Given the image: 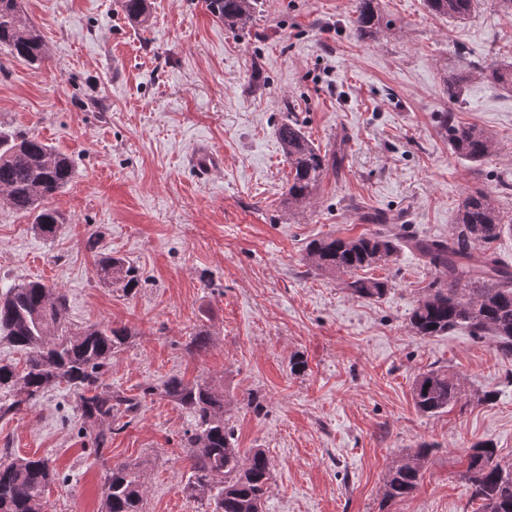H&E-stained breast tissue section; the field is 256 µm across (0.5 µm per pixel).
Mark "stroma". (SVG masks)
<instances>
[{"instance_id": "obj_1", "label": "stroma", "mask_w": 512, "mask_h": 512, "mask_svg": "<svg viewBox=\"0 0 512 512\" xmlns=\"http://www.w3.org/2000/svg\"><path fill=\"white\" fill-rule=\"evenodd\" d=\"M149 3L142 26L119 0H20L47 58L0 50V128L54 146L75 174L51 201L67 219L53 236L0 203V289L56 285L74 333L130 328L103 375L126 395L171 376L223 384L240 448L264 449L271 463L264 512H472L468 448L490 440L512 461V359L465 328L413 333L411 310L438 273L411 250L368 269L389 281L376 301L309 270L303 255L314 239L380 231L373 214L448 237L476 188L512 224V91L474 75L452 100L444 84L462 62L512 61V13L477 0L454 21L425 0H379L392 27L361 36L354 0H260L243 32L225 28L208 0ZM290 112L321 151L344 157L306 207L285 201L290 168L276 131ZM448 113L491 134L496 152L479 163L454 154ZM199 143L223 156L208 176L187 160ZM102 252L140 267L136 294L98 280ZM203 329L208 348L190 351ZM297 356L304 372L290 369ZM434 366L494 400L422 415L411 385ZM76 402L63 384L0 416V461L45 457L68 476L48 486L42 512H101L115 463L143 469L144 512H204L181 491L186 409L154 395L134 419L117 414L100 459ZM423 443L419 489L384 503L389 465Z\"/></svg>"}]
</instances>
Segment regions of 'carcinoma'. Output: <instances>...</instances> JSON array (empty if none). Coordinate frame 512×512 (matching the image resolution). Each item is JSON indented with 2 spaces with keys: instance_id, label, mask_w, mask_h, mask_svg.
Returning <instances> with one entry per match:
<instances>
[{
  "instance_id": "1",
  "label": "carcinoma",
  "mask_w": 512,
  "mask_h": 512,
  "mask_svg": "<svg viewBox=\"0 0 512 512\" xmlns=\"http://www.w3.org/2000/svg\"><path fill=\"white\" fill-rule=\"evenodd\" d=\"M426 2L433 14L451 20L466 18L475 4V0ZM121 7L131 21H149L147 0H121ZM212 8L224 25L244 30L253 22L258 0H214ZM351 26L359 35L382 31L377 0H355ZM0 46L28 63L46 58L40 33L17 8L16 0H0ZM473 69L470 63L462 64L448 73L449 98L458 96ZM478 75L512 89V63L486 64ZM444 127L451 132V149L462 158L480 162L495 150L491 135L476 127L455 125L450 114ZM277 137L290 167L286 200L290 205L307 204L323 177L336 170L339 159L321 153L293 117L279 125ZM73 176L71 159L52 145L35 136L0 129V196L12 210L31 216L38 233L54 235L65 223L50 200ZM504 230L495 199L476 190L463 200L454 230L445 240L411 239L392 231L314 239L305 246L304 260L312 270L350 276L347 287L353 295L377 300L388 291L389 281L355 272L387 262L401 247L410 245L440 273L410 313L414 333L427 338L466 327L477 337L491 335L502 353L511 357L512 269L490 252V245ZM475 249L483 250V255L473 257ZM96 275L127 296L135 294L142 282L133 262L110 253L100 256ZM0 336L26 354L20 369L0 364V394L6 396V402L0 404L1 414L30 408L47 391L65 383L78 395L81 430L91 438L93 454L101 457L111 438L115 413L121 409L134 413L158 392L188 410L194 421L182 444L189 462L182 491L206 503L210 512H263L272 479L271 463L262 448L237 447L234 429L226 418L224 385L204 379L186 383L172 376L159 386L149 385L140 394L127 396L103 384V371L112 355L127 343L130 329L98 325L70 332L67 295L40 280L23 281L0 291ZM411 394L416 409L427 416L444 413L466 397L460 377L445 368L419 374ZM428 452L429 446L422 444L389 466L384 502L403 501L416 493ZM465 475L471 499L479 502L476 512H512V464L499 460L492 441L469 448ZM58 478L46 458L17 457L0 462V512H41L42 495ZM144 491V477L137 468L112 466L102 487L104 512H142Z\"/></svg>"
}]
</instances>
